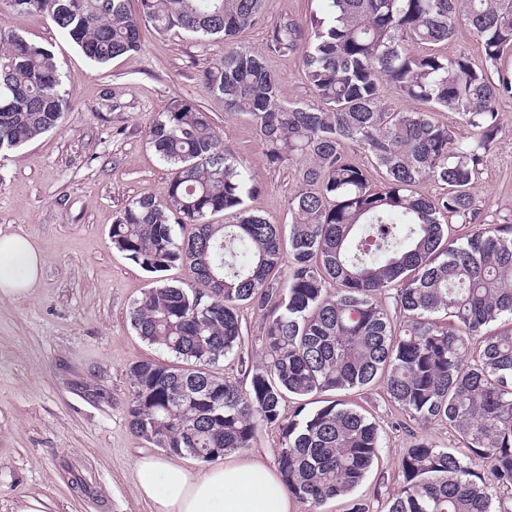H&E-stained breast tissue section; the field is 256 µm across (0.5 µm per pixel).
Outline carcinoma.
<instances>
[{"label": "carcinoma", "mask_w": 512, "mask_h": 512, "mask_svg": "<svg viewBox=\"0 0 512 512\" xmlns=\"http://www.w3.org/2000/svg\"><path fill=\"white\" fill-rule=\"evenodd\" d=\"M5 2L45 16L98 64L137 50L147 26L224 42L202 84L253 118L270 164L303 163L285 231L248 208L250 172L198 104L174 99L150 126L168 188L119 212L112 247L150 273L185 263L200 287L156 280L130 312L136 333L178 360L131 369L132 432L168 455L211 461L250 447L258 427L276 428L282 481L307 512L338 498L367 512L352 494L382 448L376 423L341 400L286 419L282 401L381 379L410 419L448 425L466 449L413 441L387 512H512L497 496L512 491V224L481 222L477 205L501 131L497 102L512 97L502 65L512 0H320L305 19L278 18L267 48L302 56L317 109L283 101L263 57L236 41L262 21L263 0H137L136 14L130 0ZM460 23L482 45L479 64L441 51ZM389 92L422 108L397 110ZM67 111L54 52L0 29V152L53 130ZM437 112L473 137L456 138ZM350 144L370 153L383 182L348 156ZM426 179L448 192H417ZM218 214L232 221L216 224ZM186 224L192 235L177 236ZM454 224L467 231L452 235ZM244 303L264 310L265 325L263 361L241 362L242 387L210 367L240 354ZM504 318L506 328L490 330ZM474 458L485 467L473 469Z\"/></svg>", "instance_id": "cac0c4a2"}]
</instances>
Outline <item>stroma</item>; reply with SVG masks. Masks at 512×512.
I'll return each instance as SVG.
<instances>
[{"label":"stroma","instance_id":"stroma-1","mask_svg":"<svg viewBox=\"0 0 512 512\" xmlns=\"http://www.w3.org/2000/svg\"><path fill=\"white\" fill-rule=\"evenodd\" d=\"M319 0H265L261 23L239 45L263 54L284 101L317 107L301 56L269 52L267 32L283 15L308 16ZM0 26L49 44L70 108L60 126L0 153V235L34 239L46 257L42 278L23 298H0V512H152L135 491L134 462L158 455L127 422L132 366L173 363L130 324V311L154 274L116 251L109 238L118 213L134 198L164 196L170 170L147 143L153 120L173 98L208 112L224 143L243 160L254 188L248 203L272 224H288V201L300 163H269L251 118L230 112L209 93L202 72L223 58L224 44L187 33L143 29L137 51L97 64L43 17L0 4ZM502 130L479 179L482 217L512 222V98L499 99ZM240 357L212 371L241 377V361H262V313L239 311ZM378 425L382 448L355 495L369 512L403 484L398 458L418 438L457 445L447 426L415 422L392 403L383 383L353 396Z\"/></svg>","mask_w":512,"mask_h":512}]
</instances>
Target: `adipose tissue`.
Wrapping results in <instances>:
<instances>
[{
	"instance_id": "1",
	"label": "adipose tissue",
	"mask_w": 512,
	"mask_h": 512,
	"mask_svg": "<svg viewBox=\"0 0 512 512\" xmlns=\"http://www.w3.org/2000/svg\"><path fill=\"white\" fill-rule=\"evenodd\" d=\"M44 266L42 250L29 237H0V297H25ZM135 467L137 493L153 512H292L277 469L252 457L202 473L154 456L140 457Z\"/></svg>"
}]
</instances>
